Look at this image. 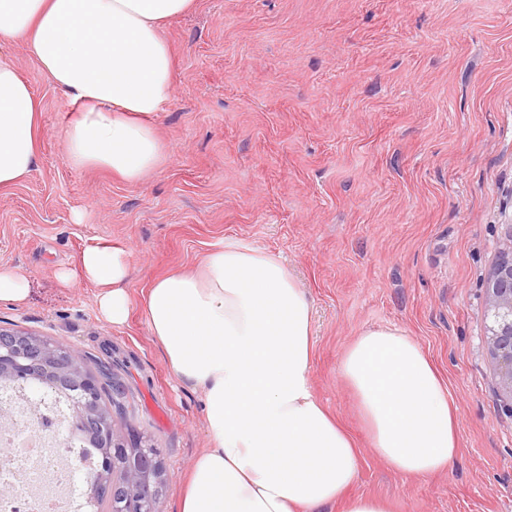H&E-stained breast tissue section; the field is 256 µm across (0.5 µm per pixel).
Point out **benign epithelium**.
Wrapping results in <instances>:
<instances>
[{
    "instance_id": "obj_1",
    "label": "benign epithelium",
    "mask_w": 512,
    "mask_h": 512,
    "mask_svg": "<svg viewBox=\"0 0 512 512\" xmlns=\"http://www.w3.org/2000/svg\"><path fill=\"white\" fill-rule=\"evenodd\" d=\"M484 339L491 358L499 393L511 404L512 414V224L501 238L498 256L485 280ZM81 355L74 349L57 346L54 342L28 333L18 337L14 328L0 327V380L18 382L32 387L48 385L58 388L77 382L82 398L73 404L72 416L87 419L98 412L100 386L98 379L76 366ZM98 435L107 448H118V434L112 419L98 425ZM163 474L151 457L139 452L124 454L112 461L111 476L115 485L137 484Z\"/></svg>"
}]
</instances>
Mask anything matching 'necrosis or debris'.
Masks as SVG:
<instances>
[{
	"label": "necrosis or debris",
	"mask_w": 512,
	"mask_h": 512,
	"mask_svg": "<svg viewBox=\"0 0 512 512\" xmlns=\"http://www.w3.org/2000/svg\"><path fill=\"white\" fill-rule=\"evenodd\" d=\"M13 408L9 429L15 459L0 464V512H88L74 488L76 476L89 475V448L67 434L70 407L63 399L35 390L0 389V406Z\"/></svg>",
	"instance_id": "1"
}]
</instances>
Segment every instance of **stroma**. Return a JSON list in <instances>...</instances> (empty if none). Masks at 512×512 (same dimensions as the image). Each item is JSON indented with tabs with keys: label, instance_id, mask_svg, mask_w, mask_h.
<instances>
[{
	"label": "stroma",
	"instance_id": "1",
	"mask_svg": "<svg viewBox=\"0 0 512 512\" xmlns=\"http://www.w3.org/2000/svg\"><path fill=\"white\" fill-rule=\"evenodd\" d=\"M173 93L161 166L138 182L66 159L72 111L23 41L0 47L42 99L38 161L0 193V264L27 279L0 301L24 329L110 364L127 394L117 429L157 450L160 512L210 440L204 393L167 365L144 317L152 282L213 245L281 257L313 310L315 394L357 439L353 493L399 512H512V415L484 342V281L512 221V0H196L162 31ZM107 241L128 253L126 324L97 289L56 272ZM404 329L459 417L448 471L402 475L376 458L339 374L369 327Z\"/></svg>",
	"mask_w": 512,
	"mask_h": 512
}]
</instances>
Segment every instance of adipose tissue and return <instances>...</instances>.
Returning a JSON list of instances; mask_svg holds the SVG:
<instances>
[{
  "label": "adipose tissue",
  "instance_id": "1",
  "mask_svg": "<svg viewBox=\"0 0 512 512\" xmlns=\"http://www.w3.org/2000/svg\"><path fill=\"white\" fill-rule=\"evenodd\" d=\"M194 0H0V43L23 40L75 108L63 128L66 160L136 182L164 145L154 119L172 92L173 60L160 30ZM41 102L0 56V191L34 169ZM127 253L102 242L60 268L65 285H96L108 323L129 315ZM148 328L182 382L205 390L210 448L195 458L180 512H394L352 493L361 453L315 394L306 292L281 259L237 243L214 245L198 269L156 279ZM339 372L374 454L395 471L429 477L459 452V419L445 382L396 326L364 329Z\"/></svg>",
  "mask_w": 512,
  "mask_h": 512
}]
</instances>
